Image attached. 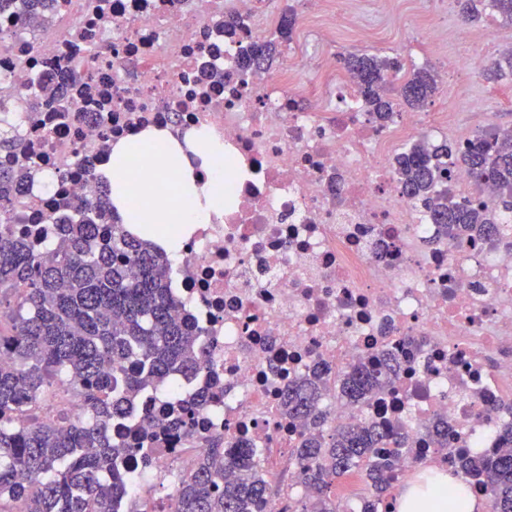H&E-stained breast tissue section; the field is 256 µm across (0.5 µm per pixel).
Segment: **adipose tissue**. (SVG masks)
<instances>
[{"label":"adipose tissue","instance_id":"1","mask_svg":"<svg viewBox=\"0 0 512 512\" xmlns=\"http://www.w3.org/2000/svg\"><path fill=\"white\" fill-rule=\"evenodd\" d=\"M222 145L202 131L175 138L166 130L147 129L112 146L104 170L112 185V204L124 223L147 224L150 240L161 243L165 234H191L208 223L211 214L224 211V161ZM151 176H144L142 167ZM458 491L460 512H482L478 498L464 494L462 482H449L446 474L433 475L423 487L403 496L398 512H413L419 497L440 499Z\"/></svg>","mask_w":512,"mask_h":512}]
</instances>
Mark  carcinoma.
<instances>
[{
  "label": "carcinoma",
  "instance_id": "1",
  "mask_svg": "<svg viewBox=\"0 0 512 512\" xmlns=\"http://www.w3.org/2000/svg\"><path fill=\"white\" fill-rule=\"evenodd\" d=\"M50 0H0L14 5L33 27L42 25ZM465 18L488 9L512 23V0H462ZM276 42L256 43L243 60L247 67L275 59ZM357 80L368 111L385 119L404 104L422 109L438 90V75L428 68L404 70L397 57L349 53L340 57ZM461 164L479 183L499 194L489 204H462L449 189H439L443 173ZM404 192L420 204L429 221L448 227L463 241L498 232L494 215L512 211V136L480 137L463 148L443 141L418 145L397 160ZM33 177L27 167H0V321L9 323L0 345L11 361L0 364V503L20 502L21 512H113L112 502L127 494L140 470L122 465L123 457L144 452L137 438L126 446L112 442V422L144 392L161 390L174 372L194 373L202 361L199 334L173 315L165 268L168 258L150 241L127 233L112 218L105 230L97 220L113 214L110 185L98 182L95 200L77 206L82 219L65 224L55 260L47 264L9 226L11 201ZM121 392L106 397L116 376ZM395 376L385 363H352L336 380L337 396L350 408L382 389ZM82 390L85 417L72 422L18 424L13 415L30 408L54 381ZM321 379L300 377L283 394L288 416L304 423L291 451V464L309 494L300 512H337L335 486L353 470L365 474L373 494L358 512H385L382 499L394 473L419 460L407 447V434L373 423L331 426L320 408ZM202 395L192 402H170L154 425L183 432ZM246 447L224 451L219 438L169 495L171 512H266L273 495L257 461ZM455 474L481 488L487 512H512V422L498 434V447L461 455Z\"/></svg>",
  "mask_w": 512,
  "mask_h": 512
}]
</instances>
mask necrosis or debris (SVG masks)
I'll return each instance as SVG.
<instances>
[{
	"label": "necrosis or debris",
	"instance_id": "4bbe7bcc",
	"mask_svg": "<svg viewBox=\"0 0 512 512\" xmlns=\"http://www.w3.org/2000/svg\"><path fill=\"white\" fill-rule=\"evenodd\" d=\"M53 23L33 33L0 9V114L35 175L17 195L11 230L52 260L72 202L95 197L112 145L149 128L207 129L233 167L224 214L199 225L168 264L178 319L192 318L205 348L193 376L143 393L112 425L123 443L167 401L224 393L192 432L151 446L143 477L114 512H159L177 480L215 438L258 447L274 494L267 512L305 497L288 458L303 427L284 414L289 381L324 369L331 424L373 420L404 429L424 458L450 465L459 449L493 448L512 421V213L503 239L461 242L429 223L401 189L395 159L421 136L463 146L478 132L458 113L396 112L376 122L355 80L328 53L311 66L301 47L265 70L241 52L277 28L266 0H52ZM459 49L443 66L469 75L476 32L457 21ZM51 85L56 98L41 89ZM402 368L393 388L360 411L336 398V373L380 353ZM39 413L83 417L79 389L59 381ZM449 425L436 451L433 423Z\"/></svg>",
	"mask_w": 512,
	"mask_h": 512
}]
</instances>
